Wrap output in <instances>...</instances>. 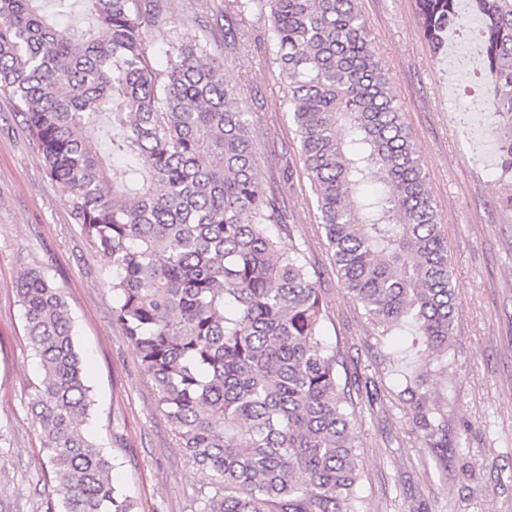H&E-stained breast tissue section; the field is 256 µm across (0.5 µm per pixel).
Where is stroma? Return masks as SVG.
<instances>
[{"instance_id":"1","label":"stroma","mask_w":512,"mask_h":512,"mask_svg":"<svg viewBox=\"0 0 512 512\" xmlns=\"http://www.w3.org/2000/svg\"><path fill=\"white\" fill-rule=\"evenodd\" d=\"M218 4L168 0L166 25L146 35L148 52L165 69L170 36L183 29L223 53L226 78L242 92L258 132V179L276 188L297 243L320 272L324 334L343 348L353 386L376 385L375 397L360 398L354 427L364 470L356 512H512V208L504 204L512 182L473 148L461 112L448 104L461 93L456 65L423 39L415 0H361L378 65L402 105L448 235L457 326L449 370L438 371L425 349L408 360L423 375L424 392L448 413L442 469L397 397L400 367L387 361L393 338L378 339L346 297L315 199L294 176L299 144L269 52V16L220 19ZM230 29L238 37L228 45ZM30 268L43 270L68 303L96 401L87 430L111 455L117 484L140 512H199L197 492L208 475L177 446L135 351L112 322L99 257L72 224L13 100L0 94V512H44L52 485L27 408L41 367L27 346L16 283Z\"/></svg>"}]
</instances>
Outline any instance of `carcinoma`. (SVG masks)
<instances>
[{
	"instance_id": "carcinoma-1",
	"label": "carcinoma",
	"mask_w": 512,
	"mask_h": 512,
	"mask_svg": "<svg viewBox=\"0 0 512 512\" xmlns=\"http://www.w3.org/2000/svg\"><path fill=\"white\" fill-rule=\"evenodd\" d=\"M0 0V92L11 96L72 223L102 260L112 321L179 447L209 474L201 512H354L357 402L327 305L278 197L256 176V130L224 58L180 33L155 68L145 31L167 0H81L91 25ZM434 52L464 32L458 0H415ZM269 9L302 172L345 294L377 335L436 353L456 335L448 242L359 0H227ZM501 175L512 178V0H472ZM378 188L369 193L365 185ZM288 239V247L281 246ZM41 379L28 409L53 473L46 512H138L85 431L93 410L62 291L17 281ZM405 378L397 397L438 462L448 414Z\"/></svg>"
}]
</instances>
